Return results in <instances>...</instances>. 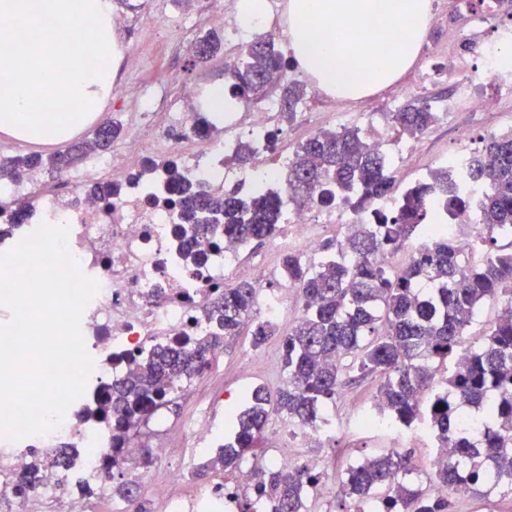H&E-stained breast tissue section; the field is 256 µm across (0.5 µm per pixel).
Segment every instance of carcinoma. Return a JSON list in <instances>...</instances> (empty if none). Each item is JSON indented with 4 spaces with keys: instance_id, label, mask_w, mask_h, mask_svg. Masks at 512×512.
<instances>
[{
    "instance_id": "obj_1",
    "label": "carcinoma",
    "mask_w": 512,
    "mask_h": 512,
    "mask_svg": "<svg viewBox=\"0 0 512 512\" xmlns=\"http://www.w3.org/2000/svg\"><path fill=\"white\" fill-rule=\"evenodd\" d=\"M221 50L204 38L196 50L207 63ZM288 62L271 38L259 37L242 58L224 65L227 100L239 103L277 85L288 118H293L306 88L288 80ZM439 120L428 101L388 113L391 130L417 138ZM119 135L115 125L48 160L39 156L0 159V175L19 179L48 165L63 169L73 156L105 151ZM477 194L462 191L444 167L399 190L389 157L374 148L357 127L323 131L300 143L288 164V201L311 200L322 206L345 205L369 215L367 224H351L344 236L323 243L313 263L296 252L284 254L285 279L299 291L303 313L282 339L286 388L275 393L262 386L246 391L243 407L230 414L232 438L213 464L237 469L253 458L255 498L240 501V512H308L305 499L325 484V473L304 464L281 466L253 452L274 414L290 427H309L322 408L354 378L374 375L380 385L377 413L406 429L429 425L435 447L455 448L457 457L425 475L428 487L406 481L411 458L387 448L360 459L342 481L344 498L364 506L382 504L385 512H451L448 498L465 484L473 494L512 491V129L486 140L483 152L467 157ZM171 186L180 196L183 223L174 229L183 240L210 238L249 245L276 236L283 197L260 191L251 197L197 192L178 171ZM396 198L390 209L375 203ZM476 206L487 235L482 258L465 255L457 242L433 224L434 207L448 215ZM432 240L414 251L410 262L393 268L392 256L421 233ZM493 301L507 310L485 328L478 346L468 343L480 308ZM256 288L241 282L224 289L204 308L208 332L127 359L121 378L108 387L99 422L111 429V448L102 454L107 472L121 469V448L139 439V428L152 412L175 404L177 381H188L210 364L224 337L253 324L252 346L275 335L273 323L257 321ZM469 408L465 413L462 408ZM48 466L34 458L28 476L16 485L21 496L39 486ZM137 484L128 479L112 494L133 500Z\"/></svg>"
}]
</instances>
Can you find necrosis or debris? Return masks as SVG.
<instances>
[{"label":"necrosis or debris","instance_id":"necrosis-or-debris-1","mask_svg":"<svg viewBox=\"0 0 512 512\" xmlns=\"http://www.w3.org/2000/svg\"><path fill=\"white\" fill-rule=\"evenodd\" d=\"M448 44L455 50L448 71L458 80L455 98L442 105V112L455 111L461 100L473 110L489 112L497 97H512V28L501 29L496 41L482 45L468 32L454 31L448 35ZM474 57L483 59V75L495 85L496 94L473 93L476 80L470 74V60ZM278 109V102L270 100L260 105L248 103L242 111L222 115L178 114L156 136L139 140L129 153L108 157L95 176L69 188L48 186L36 179L23 184L9 179L0 183V254L32 233L36 225H64L68 251L81 271L99 284L81 318L85 348L94 360L86 391L49 435L10 439L0 447V503H11L17 512H46V502L56 497L59 488L77 493L84 485L93 493L88 497L77 494L75 508L101 512L100 500L110 478L99 466L102 433L86 420V411L99 405L111 374L122 370L126 357L141 354L156 343L204 334L202 308L227 287L246 261L245 251L218 249L202 239L198 246L207 253L204 265L183 262L174 235L180 219L171 203L167 166L176 163L197 189H283L281 167L288 161V150L281 142L267 140L275 131ZM219 123L225 133L223 141L216 142L210 132ZM245 134L252 136L257 148L243 173L234 154ZM107 184L112 187L108 204L97 191L98 186ZM20 213L26 215V223H18ZM357 220L349 208L326 209L314 202L301 207L289 204L283 209L284 230L272 238L271 247L284 253L299 252L313 262L325 231ZM249 264L258 291V318L277 319L296 297V289L284 285L281 269L270 268L261 259ZM275 281L280 284L276 290L271 287ZM188 427L192 445L181 451V468H168L169 447L154 449L150 464L139 466L135 474L144 496L128 503L127 512H237L234 492L220 482L188 496L157 498L159 471L168 469L171 482L182 483L185 467L196 460L197 446L212 444L218 434L204 408ZM36 455L53 458L56 464L37 494L18 497L15 484Z\"/></svg>","mask_w":512,"mask_h":512}]
</instances>
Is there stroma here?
<instances>
[{"mask_svg": "<svg viewBox=\"0 0 512 512\" xmlns=\"http://www.w3.org/2000/svg\"><path fill=\"white\" fill-rule=\"evenodd\" d=\"M113 2L116 11L127 17L126 27L117 31L124 48L118 75L110 96L74 138L78 141L89 138L100 124L116 123L121 134L113 141L112 150L117 153L131 147V132H138L145 139L165 126L173 113L203 111L206 90L224 79L229 52L221 50L219 56L205 66L194 61L197 41L209 33L224 31V21L214 12L213 0H196L195 9L189 14L184 13L182 0ZM464 21L457 0H432L431 24L414 64L415 69L431 73L423 93L424 99L430 102L447 100L455 93V85L448 78V44L441 33L460 27ZM303 83L309 91L302 103L303 116L279 121L280 140L291 149L314 136L315 123L338 131L356 126V118L364 106L373 105L378 111L387 112L393 95L392 89H382L364 101L348 102L346 111L336 113L321 104L311 77H304ZM130 85L141 89L142 98L126 94L125 89ZM186 86L196 88L195 98L183 97L182 89ZM511 129L512 99L503 101L494 112L461 108L448 121L437 122L426 131L423 149L409 155L396 168V179L400 187H408L420 179L425 170L436 167L439 155L473 152L483 146L487 132L498 134ZM300 313V301H292L274 323L275 336L261 347H252L251 328L247 325L239 335L225 338L221 357L210 368L216 391L211 398L212 416L219 430H226L228 411L237 407L243 390L263 386L274 392L283 387L280 338L292 329ZM377 388L378 381L371 376L347 384L335 402L324 410V419L334 425L352 426L356 415L373 412ZM386 447L379 433L364 430L351 438L335 432L310 441L308 447L289 449L288 455L296 463L303 464L315 457L325 462L329 490L308 499V512H342L341 482L347 469L365 455Z\"/></svg>", "mask_w": 512, "mask_h": 512, "instance_id": "1", "label": "stroma"}]
</instances>
